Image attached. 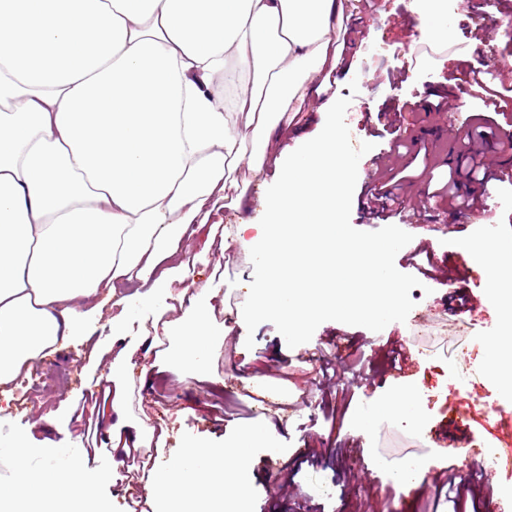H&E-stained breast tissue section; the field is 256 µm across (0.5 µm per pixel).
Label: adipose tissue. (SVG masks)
<instances>
[{"label": "adipose tissue", "mask_w": 512, "mask_h": 512, "mask_svg": "<svg viewBox=\"0 0 512 512\" xmlns=\"http://www.w3.org/2000/svg\"><path fill=\"white\" fill-rule=\"evenodd\" d=\"M346 0H0V395L36 365L90 338L86 303L115 298L108 361L112 463L168 431L131 419L126 396L152 368L181 366L208 378L225 336L277 319L300 339L326 314L371 328L394 321L402 301L390 262L409 238L347 235L343 215L362 161L350 129L319 110L317 132L289 138L292 114L326 86L341 48ZM419 37H448V0H413ZM273 171L261 223L225 229L263 268L234 317L217 321L215 295L187 281L178 255L206 227L214 203L240 209L233 173ZM488 296L505 327L488 342L490 370L512 381V240H479ZM141 290L119 296L122 283ZM149 321L151 364L138 365L125 329ZM422 424L404 385L354 417L372 437L383 418ZM39 410L0 444L12 464L0 512H105L95 459L61 448L46 471L31 467L35 433L57 425ZM278 424L243 427L215 447L193 442L140 481L151 512H249L252 457Z\"/></svg>", "instance_id": "1"}]
</instances>
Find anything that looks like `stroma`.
<instances>
[{
  "instance_id": "35a3bbf8",
  "label": "stroma",
  "mask_w": 512,
  "mask_h": 512,
  "mask_svg": "<svg viewBox=\"0 0 512 512\" xmlns=\"http://www.w3.org/2000/svg\"><path fill=\"white\" fill-rule=\"evenodd\" d=\"M480 2L477 9L450 7L446 47L433 64L417 54L420 42L411 30L419 19L411 0H379L380 18L362 0H349V18L338 36L344 45L340 64L329 89L307 104L313 112L332 107L350 127L349 149L364 160L354 185L357 195H364L386 167L413 178L407 188L411 207L392 222L433 225L430 245L439 267L424 276L396 266L403 314L373 331L326 316L292 343L283 340L279 322L271 319L251 335L225 338L210 381L167 371L152 374L133 391L134 415L166 427L167 445L175 449L191 440L220 444L241 425L280 416V445L292 454L285 460L254 455L251 512H453L451 503L437 500L432 482L408 490L393 485L383 458L409 451L433 455L440 438L467 447L512 448V435L497 427L500 411H512V391L487 373V342L501 318L468 249L469 241L486 230L492 237L512 239V179L489 184L497 204L492 212L463 215L444 201L425 200L428 176L421 173L426 167L430 176L451 175L461 189L472 187L470 162L455 152L454 142L465 119L485 108L468 94L464 78L471 69L497 70L512 59V37L505 33L507 20L497 0ZM236 177L248 186V206L221 210L220 216L228 225L258 221L268 185L243 165ZM345 222L351 236L370 240L385 236L392 223L371 224L359 202L349 206ZM206 240V231H198L181 241L180 252L190 263V280L218 288L222 319L245 302L251 278L262 271L238 245L220 254L209 250ZM451 279L468 282L478 299L475 308H451ZM388 336L410 340L420 354L409 382L420 392L424 420L415 427L387 419L365 439L353 432L354 414L396 387L390 376L392 348L381 343ZM322 350L334 352L337 363L328 385L322 384L320 364L313 358ZM359 352L370 362L374 388L347 367ZM106 370V365L91 364L77 342L47 358L23 378L24 400L0 396V441L24 431L23 410L36 401H45L62 417L88 404ZM258 370L273 392L263 402L248 392ZM452 393L470 406L469 418L449 415Z\"/></svg>"
}]
</instances>
